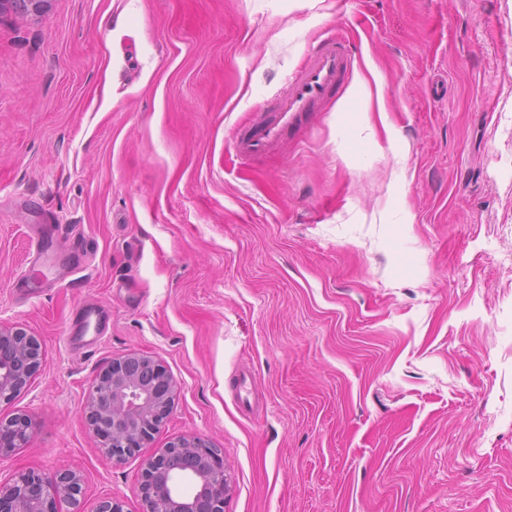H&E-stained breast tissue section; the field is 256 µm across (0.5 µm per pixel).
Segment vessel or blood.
Here are the masks:
<instances>
[{
    "label": "vessel or blood",
    "mask_w": 512,
    "mask_h": 512,
    "mask_svg": "<svg viewBox=\"0 0 512 512\" xmlns=\"http://www.w3.org/2000/svg\"><path fill=\"white\" fill-rule=\"evenodd\" d=\"M353 60L352 49L341 38L321 41L289 80L286 94L273 105L270 114L237 135L238 155L249 159L279 148L305 119L323 111L335 98Z\"/></svg>",
    "instance_id": "b4317fda"
}]
</instances>
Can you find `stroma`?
<instances>
[{
    "instance_id": "stroma-1",
    "label": "stroma",
    "mask_w": 512,
    "mask_h": 512,
    "mask_svg": "<svg viewBox=\"0 0 512 512\" xmlns=\"http://www.w3.org/2000/svg\"><path fill=\"white\" fill-rule=\"evenodd\" d=\"M331 35L344 94L241 159ZM0 322L46 352L0 480L69 467L59 512H141L143 461L180 436L223 450L224 512H512V0L1 15ZM134 352L177 395L116 463L84 407Z\"/></svg>"
}]
</instances>
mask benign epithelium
Listing matches in <instances>:
<instances>
[{
    "label": "benign epithelium",
    "mask_w": 512,
    "mask_h": 512,
    "mask_svg": "<svg viewBox=\"0 0 512 512\" xmlns=\"http://www.w3.org/2000/svg\"><path fill=\"white\" fill-rule=\"evenodd\" d=\"M51 0H0V13L26 5L24 14L42 16ZM45 360L40 340L21 327L0 322V405L11 403ZM176 387L165 366L148 356L131 353L112 363L97 377L86 406V419L115 463L135 454L168 418ZM34 431L24 414L0 416V459L24 446ZM196 436L169 442L145 460L140 483L142 512H224L230 482L222 454ZM192 459L185 478L193 485L186 493L178 480L164 485L161 473L174 457ZM81 478L69 468L51 474L27 471L0 481V512H58L62 500L81 495Z\"/></svg>",
    "instance_id": "1"
}]
</instances>
